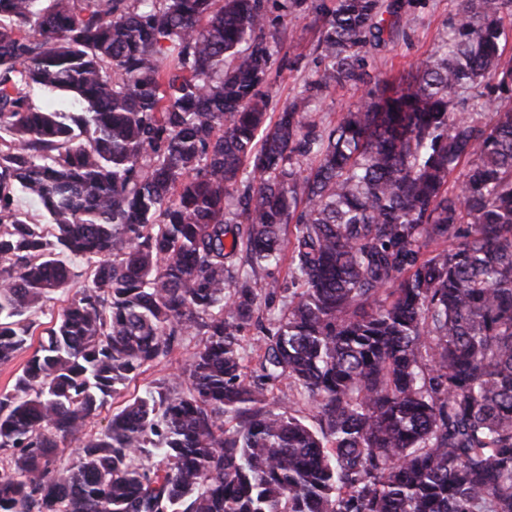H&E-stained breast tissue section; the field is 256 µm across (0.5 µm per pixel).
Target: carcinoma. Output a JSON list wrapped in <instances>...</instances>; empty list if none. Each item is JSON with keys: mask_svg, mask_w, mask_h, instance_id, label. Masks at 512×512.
<instances>
[{"mask_svg": "<svg viewBox=\"0 0 512 512\" xmlns=\"http://www.w3.org/2000/svg\"><path fill=\"white\" fill-rule=\"evenodd\" d=\"M269 2L0 0V512H512V0L396 90L370 58L418 0L322 3L277 113ZM365 90V87H361L332 91L318 104L316 112L326 121L336 120L342 108L357 101L365 93ZM201 337L196 336L187 340L183 345L174 349L172 354L160 363L150 366L143 374L131 381L120 393L109 398L105 406L100 410L99 415L92 420L91 426L100 429L107 424L112 413L122 408L138 389L151 381H159L172 378L178 374L188 360L190 354L200 344Z\"/></svg>", "mask_w": 512, "mask_h": 512, "instance_id": "obj_1", "label": "carcinoma"}]
</instances>
